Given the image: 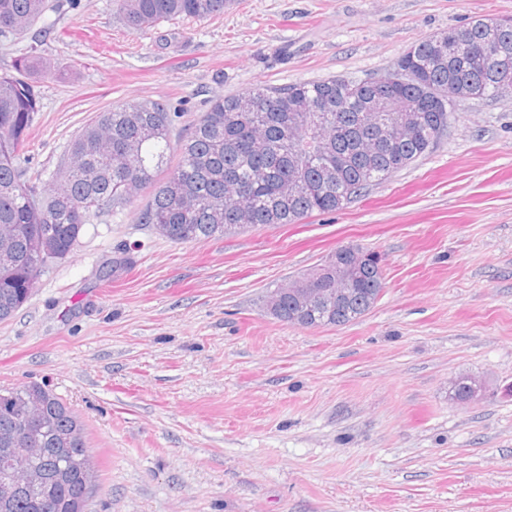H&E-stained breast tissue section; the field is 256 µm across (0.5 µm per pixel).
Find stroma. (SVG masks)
Here are the masks:
<instances>
[{
	"instance_id": "35a3bbf8",
	"label": "stroma",
	"mask_w": 512,
	"mask_h": 512,
	"mask_svg": "<svg viewBox=\"0 0 512 512\" xmlns=\"http://www.w3.org/2000/svg\"><path fill=\"white\" fill-rule=\"evenodd\" d=\"M512 0H226L132 31L76 0L13 44L56 73L23 153L55 172L96 115L166 103L180 139L220 97L390 69ZM142 191L92 219L0 321V389L48 382L99 464L88 512H512V97L458 102L433 152L347 208L176 243ZM359 246L384 261L361 318L306 329L270 291ZM482 380L463 405L459 378Z\"/></svg>"
}]
</instances>
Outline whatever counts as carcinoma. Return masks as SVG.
I'll return each mask as SVG.
<instances>
[{
  "label": "carcinoma",
  "instance_id": "obj_1",
  "mask_svg": "<svg viewBox=\"0 0 512 512\" xmlns=\"http://www.w3.org/2000/svg\"><path fill=\"white\" fill-rule=\"evenodd\" d=\"M226 0H118L128 26L142 31L161 21L201 20L224 13ZM59 5L49 0H0V37L21 38L27 29ZM471 46L481 47L488 32L485 20L468 24ZM408 66L415 78L398 84L382 109H368L372 92L348 85L343 78L259 85L221 98L190 125L178 141L171 162V112L159 101L128 103L100 113L70 143L58 171L23 166L20 151L35 115L40 111L35 75L54 70L34 46L18 55L13 71L0 73V225L17 230L14 250L0 253V321L26 302L23 284L39 275L26 259L43 240L56 242L68 256L85 224L104 213L127 206L145 189L152 194L139 212V223L158 224L178 243L223 236L258 226L295 224L314 213L342 210L345 195L357 198L393 174L433 151L448 128L450 113L434 104V94L446 91L456 100L498 95L503 81H512V54L499 58L488 51L481 59L468 52L439 54L433 37L412 46ZM411 111L413 122L395 138L372 151L369 142L393 128L400 111ZM311 140L325 143L327 154L306 156ZM162 182H156L161 171ZM306 189L290 187L293 175ZM245 184L240 196L232 184ZM354 283L348 299L319 307L305 315L303 328L341 326L368 312L376 303L384 270L372 263L347 262L340 271ZM334 270L320 276L317 287H336ZM476 382L458 379L451 395L459 402L476 396ZM50 431L45 452L36 465L63 481L43 490H22L0 512H46L51 495L56 512H75L82 501L84 481L79 470L57 452L56 436L78 429L83 422L56 393L43 394Z\"/></svg>",
  "mask_w": 512,
  "mask_h": 512
}]
</instances>
